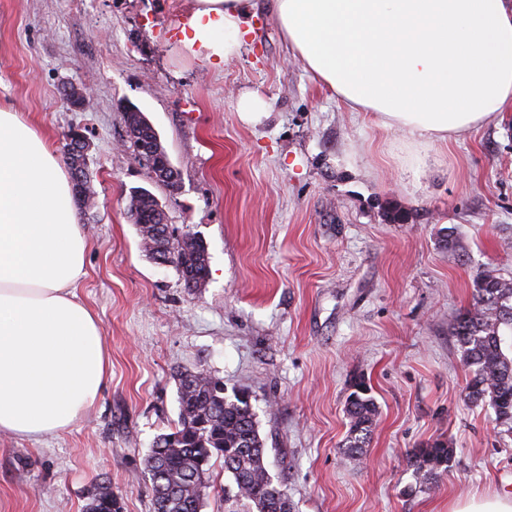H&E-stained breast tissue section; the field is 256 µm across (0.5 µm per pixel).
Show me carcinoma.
I'll use <instances>...</instances> for the list:
<instances>
[{"label": "carcinoma", "instance_id": "cac0c4a2", "mask_svg": "<svg viewBox=\"0 0 512 512\" xmlns=\"http://www.w3.org/2000/svg\"><path fill=\"white\" fill-rule=\"evenodd\" d=\"M128 130L142 124L143 112L122 106ZM156 198L144 189L131 191L128 212L148 253L161 246L187 288H199L209 275L204 242L190 234L164 236L161 218L153 216ZM512 335V281L490 270L474 279L472 302L457 317L453 336L468 371L466 397L485 402L498 425L512 432V354L505 348ZM179 416L171 432L159 435L145 460L143 477L149 483L153 512H201L210 488L212 459H221L232 485L224 487L225 512H294L283 484L266 465L250 395L242 390L229 396L224 382L205 371L180 374ZM350 421L346 448L359 457L368 446L377 405L359 384L348 399ZM454 453L451 441L435 439L415 449L409 463L417 473L435 479L447 470ZM85 512H123L121 498L109 483H96L88 493Z\"/></svg>", "mask_w": 512, "mask_h": 512}]
</instances>
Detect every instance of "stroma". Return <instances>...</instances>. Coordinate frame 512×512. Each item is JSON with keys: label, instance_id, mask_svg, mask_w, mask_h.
Returning <instances> with one entry per match:
<instances>
[{"label": "stroma", "instance_id": "stroma-1", "mask_svg": "<svg viewBox=\"0 0 512 512\" xmlns=\"http://www.w3.org/2000/svg\"><path fill=\"white\" fill-rule=\"evenodd\" d=\"M185 2L0 0V105L55 151L73 127L92 143L97 206L79 211L89 237L79 295L110 363L94 407L67 430L0 435V512H83L98 479L123 512H152L141 474L178 421L186 370L250 392L267 468L294 512H448L512 495V434L465 399L452 334L478 271L512 281V109L421 149L416 176L400 133L362 125L309 77L267 0L241 56L212 67L182 51ZM68 84L87 91L85 108L66 105ZM244 91L270 105L259 124L239 117ZM123 101L158 132L178 191L130 146ZM136 187L161 202L171 231L204 241L203 287L185 288L143 251L127 213ZM360 381L378 416L357 458L346 404ZM438 438L455 453L427 481L408 456Z\"/></svg>", "mask_w": 512, "mask_h": 512}]
</instances>
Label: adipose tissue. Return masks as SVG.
<instances>
[{
    "instance_id": "ef3b65f1",
    "label": "adipose tissue",
    "mask_w": 512,
    "mask_h": 512,
    "mask_svg": "<svg viewBox=\"0 0 512 512\" xmlns=\"http://www.w3.org/2000/svg\"><path fill=\"white\" fill-rule=\"evenodd\" d=\"M255 0H191L187 55L240 56ZM304 69L347 111L445 146L512 107V0H271ZM88 242L59 156L0 108V433L38 440L101 393L105 340L77 290Z\"/></svg>"
}]
</instances>
